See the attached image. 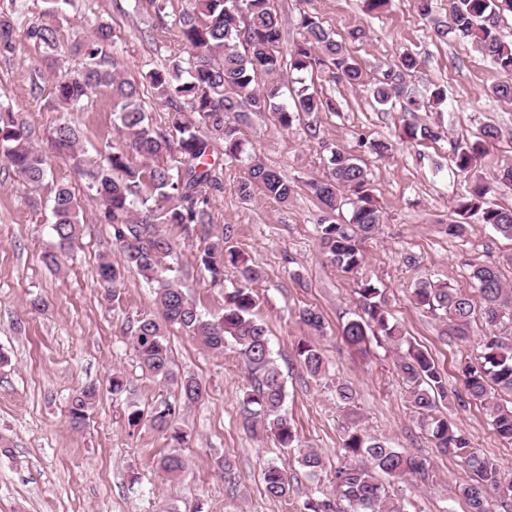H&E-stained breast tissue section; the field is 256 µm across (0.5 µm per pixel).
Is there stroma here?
<instances>
[{"label": "stroma", "mask_w": 512, "mask_h": 512, "mask_svg": "<svg viewBox=\"0 0 512 512\" xmlns=\"http://www.w3.org/2000/svg\"><path fill=\"white\" fill-rule=\"evenodd\" d=\"M273 6L283 20L284 43L298 39L296 19L307 11L335 31L362 69L361 83L353 88L325 75L315 77L318 90L338 105L337 111L320 115L321 141L309 139L300 121L283 130L269 113L246 127L251 150L297 182L290 204L260 194L241 201L236 168L225 172L224 190L213 201L219 224L235 229L233 245L263 270L255 285L257 317L268 330L283 373L285 408L300 445L321 453L323 470L309 473L296 451L244 429L241 403L250 380L233 351L213 354L175 331L169 336L174 368L200 380L206 394L180 412L179 424L188 434L181 449L186 468L180 482L167 481L157 461L171 452V445L151 427L133 429L127 423L132 411L148 412L178 397L175 385L142 372L127 333L131 322L155 312L151 288L133 269L125 271L119 293L98 283L100 255H110L116 263L121 255L112 244L110 226L98 221V204L86 179L70 163L51 158V173L37 188L23 184L0 163V353L9 358L7 366H0V436L9 441L0 450V512H302L308 498L331 490L336 468L346 462L342 444L348 420L335 393L340 381L355 388V410L367 433L427 462L428 481L382 478L405 512H470L458 491L468 474L459 459L439 453L419 426L396 352L373 339L359 351L341 336L342 322L356 310L354 285L319 250L321 212L306 187L324 172L326 142L361 159L376 188L383 222L364 244L361 276L380 288L395 322L447 377L452 398L439 402V411L470 437L482 456L512 473V444L497 436L488 410L458 400L464 391L458 367L479 353L482 322L474 321L468 341L459 342L443 335V320L411 297L414 284L427 278L476 294L467 268L472 260L497 265L512 288V240L476 221L461 239L443 231L453 217V198L467 188L465 177L447 173L453 142L474 138L485 125L496 126L500 137L479 173L512 167V101L492 93L495 86L512 81V74L465 40L437 37L434 27L447 18L448 0H433L426 16L415 9L414 0H391L379 14L367 12L363 0H273ZM101 22L113 29V52L129 79H139L142 71L179 48L153 8L135 9L133 0H79L60 22V40L67 44L89 37ZM355 29L365 30V38L351 40ZM405 53L419 61L410 79L417 96L440 86L448 93L447 106L411 114L373 102L370 90L381 71ZM52 85L51 68L32 44L22 43L11 61L0 60V100L12 103L45 151L61 116L51 106ZM73 119L87 163L98 162L106 145L121 138L106 89L96 90L87 109ZM411 121L439 128L440 140L403 141L402 127ZM371 140L387 141L392 149L377 157L364 147ZM59 181L73 187L84 224L75 249L62 257L60 270L52 271L42 256L55 243L51 198ZM201 246L197 239L181 242L189 262L184 283L199 307L214 313L224 306V289L211 285L193 263ZM408 254L416 256V266L404 264ZM36 298L42 301L38 310L31 306ZM306 307L324 314V334L300 321L298 313ZM302 340L323 352L328 371L322 378L301 369L295 348ZM116 372L127 381L119 395L109 388ZM90 383L99 396L84 427L76 430L68 422L67 402L75 389ZM227 460L235 476L231 483L222 468ZM270 463L293 478L288 501H274L264 493L261 474Z\"/></svg>", "instance_id": "1"}]
</instances>
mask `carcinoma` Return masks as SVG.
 Instances as JSON below:
<instances>
[{"label":"carcinoma","mask_w":512,"mask_h":512,"mask_svg":"<svg viewBox=\"0 0 512 512\" xmlns=\"http://www.w3.org/2000/svg\"><path fill=\"white\" fill-rule=\"evenodd\" d=\"M272 0H188V8L170 22L183 52L169 57L160 66L142 74L135 83L126 78L122 66L111 56L112 27L99 23L90 39L77 38L70 53L80 57L77 69L59 66L54 72L53 104L67 112H81L92 91L104 87L112 99V112L124 141L108 146L101 164L86 172L88 189L100 202L99 219L112 227V240L121 255L116 265L107 255L99 257V280L117 287L122 269L134 267L152 286L158 314L146 315L130 325L140 368L145 374L171 382L179 389L174 403L166 402L149 415L136 410L128 415V425L146 421L178 448L187 434L176 424L180 407L200 401L205 393L202 382L177 375L173 368L168 333L176 328L199 346L224 354L231 347L247 368L253 382L242 404L244 425L251 432H267L282 448L298 451L301 465L314 473L323 465L321 454L298 447L294 424L285 410V383L273 358L270 339L263 323L256 318L259 297L253 284L262 277L258 266L248 262L233 245L234 228H219L212 200L223 190L224 170L238 167L243 172L237 194L247 201L255 193L282 205L297 194L295 182L267 166L252 153L242 127L252 116L270 112L285 130L300 115L336 112V100L306 84L317 73L333 83L357 85L361 68L336 40V33L313 13L300 15L302 37L290 47L281 43L280 16ZM42 17L28 24L24 38L52 61L61 56L60 28L74 0H49ZM512 14V0H448V22L437 27L438 36L452 33L469 40L481 54L502 71L512 73V43L501 38L502 16ZM18 23L14 12L0 9V58L8 61L18 49ZM418 66L409 53L381 74L371 90L381 106H401L406 112L444 105L447 95L434 89L428 101L418 98L407 77ZM286 70L295 76L297 86L289 97L281 98L280 88L260 87L258 76H274ZM162 103L166 121L153 122L147 97ZM408 141L436 140L441 132L428 125L409 123L403 127ZM498 137V129L486 125L472 140L457 141L451 161L455 174L468 176ZM51 141L61 156L81 171L85 160L79 132L73 121L59 120ZM329 155L325 174L307 183L317 199L323 219L317 225L321 253L332 267L355 281L360 312L342 324V336L352 346H362L371 336H381L399 352L397 366L406 382L407 401L441 453L458 457L469 473L459 492L470 512H492L491 495L502 501L512 498V477L471 448L468 436L448 417L437 412L438 400L448 398V380L428 352L415 346L400 327L391 321L381 291L367 278L358 277L365 263L363 243L382 223V212L374 186L361 159L336 147ZM0 160L31 186L41 185L48 176V162L34 143L29 125L16 115L13 105L0 102ZM491 187L481 179L472 180L465 193L453 202L454 219L444 232L461 238L472 219L490 226L512 239V208L490 204ZM348 208L349 218L336 219ZM82 207L69 185L59 183L52 197V229L56 244L43 256L50 268L60 266L61 256L72 251L80 239ZM180 229L185 237H198L204 243L195 256L213 285L224 284L228 273L236 280L224 294V311L218 315L202 312L181 282L174 276L171 261L177 257L178 241L169 229ZM469 276L478 285L479 300L449 287L444 281L421 280L412 292L414 301L448 322L450 335L464 341L474 318L489 330L480 354L461 363V376L468 398L485 406L497 435L512 442V406L495 402V393H512V344L494 332L512 312V289L505 287L502 273L493 264L473 261ZM300 320L320 333L324 317L314 308H305ZM301 368L312 378L328 370L321 351L306 342L297 344ZM98 398L94 385L75 391L69 399L71 426L81 428ZM336 399L348 411L351 426L343 438L346 459L365 457L372 468L351 463L336 469L329 493L304 504L305 512H403L377 473L390 477L428 478L426 461L400 451L384 439L372 436L358 424L354 410L356 391L347 382L336 383ZM169 480L181 478L185 464L178 454H167L158 461ZM262 482L267 497L286 501L293 490L288 472L274 464L264 468Z\"/></svg>","instance_id":"carcinoma-1"}]
</instances>
